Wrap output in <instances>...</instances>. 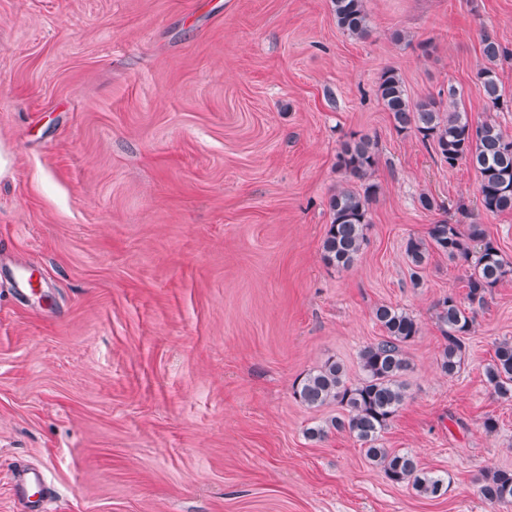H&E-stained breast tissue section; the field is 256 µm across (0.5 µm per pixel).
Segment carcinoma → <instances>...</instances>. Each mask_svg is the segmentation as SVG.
<instances>
[{
	"label": "carcinoma",
	"mask_w": 512,
	"mask_h": 512,
	"mask_svg": "<svg viewBox=\"0 0 512 512\" xmlns=\"http://www.w3.org/2000/svg\"><path fill=\"white\" fill-rule=\"evenodd\" d=\"M332 7L341 30L356 38L369 34L370 17L364 0H332ZM481 43L487 65L479 70L477 80L489 110L512 108V98L504 97L497 73L498 66L512 62V49L488 32L482 34ZM377 98L397 132L414 134L450 168L462 161L475 168L479 174V199L486 212L512 211V136L495 119L487 117L472 124L460 92L453 85L436 97L413 101L393 70L381 74ZM377 164L375 144L368 137L353 136L342 144L337 166L344 172L345 182H359L363 191L339 186L328 198L330 224L322 243V258L328 266L347 270L362 252L370 224V204L379 189L372 180ZM432 250L470 269L466 298L471 305L483 304L487 293L512 273V262L504 257L484 225L468 224L462 229L457 224L438 221L430 225L427 237H410L406 241L405 254L415 287ZM435 309L444 338L439 365L442 372L453 376L461 369L466 338L474 330L475 317L451 293L440 299ZM373 315L383 337L361 349L363 376L350 382L344 366L329 358L295 383L294 396L309 408L330 404L340 407L342 415L332 419L330 427L353 436L365 457L381 468L389 482L438 498L448 490L447 479L425 471L412 453L393 451L381 443L382 433L406 399L402 377L409 363L403 346L418 335L419 325L409 313L391 305L376 307ZM486 378L496 394L512 398V339L504 338L495 345ZM479 491L490 503L511 506L512 471L487 472Z\"/></svg>",
	"instance_id": "cac0c4a2"
}]
</instances>
